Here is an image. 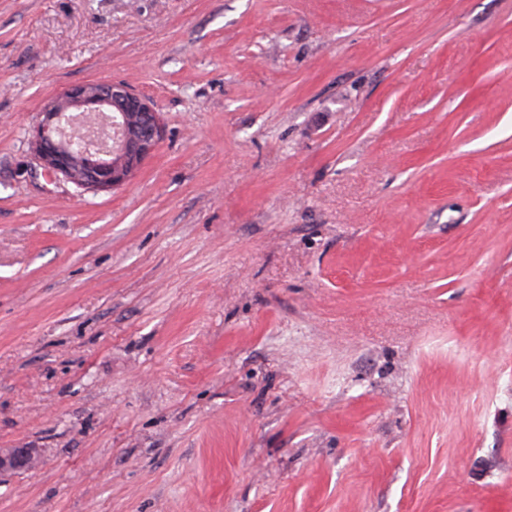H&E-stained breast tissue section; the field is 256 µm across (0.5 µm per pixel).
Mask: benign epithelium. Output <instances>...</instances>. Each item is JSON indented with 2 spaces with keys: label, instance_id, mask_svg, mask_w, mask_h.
I'll return each instance as SVG.
<instances>
[{
  "label": "benign epithelium",
  "instance_id": "obj_1",
  "mask_svg": "<svg viewBox=\"0 0 512 512\" xmlns=\"http://www.w3.org/2000/svg\"><path fill=\"white\" fill-rule=\"evenodd\" d=\"M162 126L151 101L121 81L66 87L48 100L29 144L39 166L83 190L112 191L155 152ZM36 448L0 450V474L29 471Z\"/></svg>",
  "mask_w": 512,
  "mask_h": 512
}]
</instances>
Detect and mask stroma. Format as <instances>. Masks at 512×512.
I'll return each mask as SVG.
<instances>
[{
  "label": "stroma",
  "instance_id": "1",
  "mask_svg": "<svg viewBox=\"0 0 512 512\" xmlns=\"http://www.w3.org/2000/svg\"><path fill=\"white\" fill-rule=\"evenodd\" d=\"M163 136L39 168L72 84ZM0 512H512V0H0ZM68 112L107 119L112 139L78 141ZM40 113L28 139L39 166L82 190L123 186L155 152L163 133L151 101L121 81L70 85ZM41 458L37 448H13L6 452L0 450V474L29 471Z\"/></svg>",
  "mask_w": 512,
  "mask_h": 512
}]
</instances>
